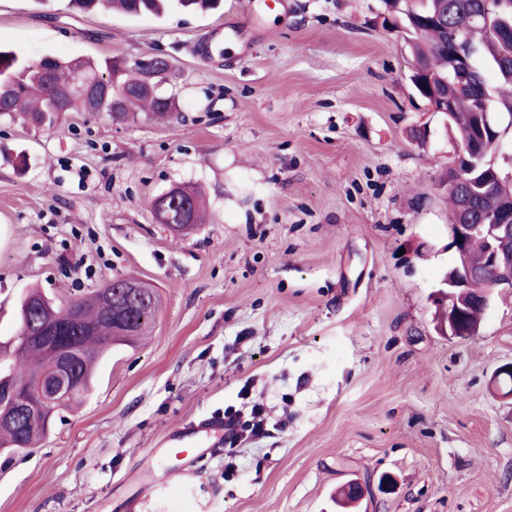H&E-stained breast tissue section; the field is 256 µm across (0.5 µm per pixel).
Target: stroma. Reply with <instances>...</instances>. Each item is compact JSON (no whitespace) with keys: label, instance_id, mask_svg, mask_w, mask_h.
<instances>
[{"label":"stroma","instance_id":"35a3bbf8","mask_svg":"<svg viewBox=\"0 0 512 512\" xmlns=\"http://www.w3.org/2000/svg\"><path fill=\"white\" fill-rule=\"evenodd\" d=\"M380 0H220L166 16L0 0V45L37 61L160 57L176 116H0V341L30 289L61 304L128 277L157 289L145 340L112 348L34 448L0 451V512H125L174 430L269 412L263 436L194 461L144 512H512V291L478 334L435 329L453 265L456 143L415 91ZM425 130L424 139L413 136ZM200 191L205 223L153 201ZM393 490L379 491L382 476Z\"/></svg>","mask_w":512,"mask_h":512}]
</instances>
